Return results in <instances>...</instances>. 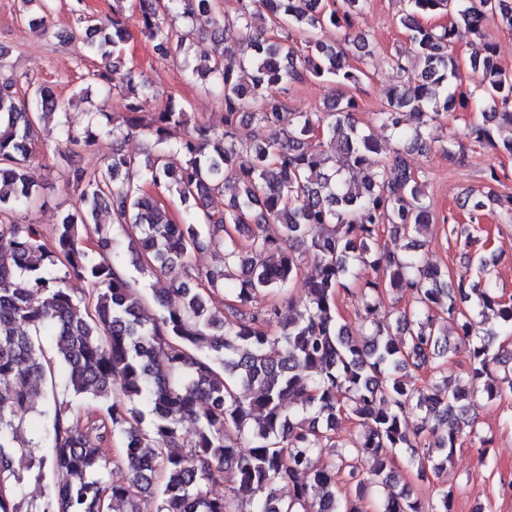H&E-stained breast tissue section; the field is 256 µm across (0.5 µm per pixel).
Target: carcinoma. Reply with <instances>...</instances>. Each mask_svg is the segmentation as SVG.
I'll return each instance as SVG.
<instances>
[{"mask_svg":"<svg viewBox=\"0 0 512 512\" xmlns=\"http://www.w3.org/2000/svg\"><path fill=\"white\" fill-rule=\"evenodd\" d=\"M192 31L223 38L221 0H139L138 22L167 57L184 38L166 22L177 2ZM266 9L270 29L253 23L248 5L236 16L238 49L201 65L213 78L224 105L223 128L188 126V112L173 95L145 111L148 88L120 93L112 113V138L145 135L157 149L144 159L115 145L100 168L68 169L78 206L63 214L47 243L36 224H19L10 213L38 200L40 184L28 159L36 126L60 115L57 146L69 162L70 146L92 145L101 128L70 126L65 100L43 84L19 98L20 75L0 55V512H19V484L51 478L36 512H112L130 502V512H368V487L381 489L378 512H452L454 492L438 491L425 509L407 485L398 486L389 465L393 450H410L409 465L429 478L445 468L465 439L488 440L470 415L469 396L481 386L489 400L512 395V354L494 350L495 339L512 335V302L482 276L448 275L425 264L419 246L386 250V230L414 238L435 223L419 177L403 153L385 156L373 135L359 127L353 95L336 96L332 107L299 112L288 107V87L308 78H331L347 87L365 72L345 64L348 40L328 44L326 27L349 29L367 0H252ZM402 25L410 32L417 72L401 56L393 66L405 75L374 120L406 143L430 149L429 127L448 113L472 108L480 120L464 138L443 148L454 160L463 139L512 154V73L496 61L485 23L498 19L512 29V0H405ZM445 12L440 29L420 17ZM291 28L301 38L268 31ZM126 23L114 15L88 19L81 53L104 67L89 80L123 88L116 65ZM483 41L479 78L472 89L452 90L463 80L453 46ZM257 121L279 135L249 142ZM511 131L497 141L488 124ZM183 156L172 166L170 154ZM238 192L220 208L224 184ZM176 195L185 214L171 218L162 202ZM512 217V194L469 193L459 203L472 214L487 204ZM106 211L129 240V253L112 250L98 224ZM222 231L223 256L211 267L192 266V254L207 250ZM302 247L319 268L304 281L298 306L285 292L301 277ZM149 277L166 276L180 297L177 306L159 292L156 314L145 311L125 264ZM375 276L358 282L356 267ZM74 276L90 286L78 298L64 286ZM222 289L232 300L221 311L210 294ZM406 295L412 305L380 318L382 296ZM357 300L362 319L355 339L339 320L337 298ZM294 317L281 319L283 305ZM499 320L485 328L488 314ZM455 324L450 340L444 323ZM51 345L53 355L44 345ZM466 358L464 383L443 376L448 358ZM163 356L165 366L154 361ZM424 370L423 390L400 376ZM61 384L75 397L97 401L96 417L81 427L73 408L57 401L41 411L51 445L39 455L20 440L32 393L44 382ZM355 421L360 435L337 437L339 421ZM195 434L184 445L182 425ZM122 441L111 462L105 448ZM432 448L431 467L417 449ZM335 449L332 467L315 459ZM230 471L237 487L214 496L210 487ZM288 487V496L279 495Z\"/></svg>","mask_w":512,"mask_h":512,"instance_id":"cac0c4a2","label":"carcinoma"}]
</instances>
